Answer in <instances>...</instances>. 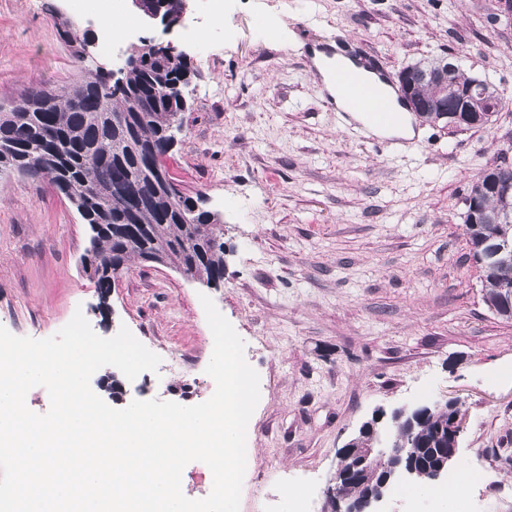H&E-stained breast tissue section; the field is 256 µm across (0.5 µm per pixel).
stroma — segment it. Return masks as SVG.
Returning <instances> with one entry per match:
<instances>
[{
	"label": "stroma",
	"mask_w": 512,
	"mask_h": 512,
	"mask_svg": "<svg viewBox=\"0 0 512 512\" xmlns=\"http://www.w3.org/2000/svg\"><path fill=\"white\" fill-rule=\"evenodd\" d=\"M191 0L184 25L147 22L129 0L110 17L83 0H0V102L81 75L63 20L99 33L120 23L111 65L138 38L191 57L190 107L169 171L201 196L224 232V282L132 260L101 300L80 258L88 227L47 180H0V326L45 339L82 312L109 338L128 327L161 358L127 380L116 367L91 387L108 405L208 400L214 338L209 296L260 377L249 420L240 512H331L326 488L343 445L375 410L455 398L466 413L456 468L487 467L464 494L397 484L386 512H512V321L488 311L464 224L478 172L512 166V18L499 0ZM342 39L391 74L456 58L505 101L491 128L448 134L420 123L397 144L324 101L314 50ZM120 389L111 392V380Z\"/></svg>",
	"instance_id": "35a3bbf8"
}]
</instances>
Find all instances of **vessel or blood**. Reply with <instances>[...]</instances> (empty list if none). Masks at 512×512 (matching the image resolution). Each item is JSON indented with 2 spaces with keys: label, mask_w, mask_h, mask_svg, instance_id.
I'll use <instances>...</instances> for the list:
<instances>
[{
  "label": "vessel or blood",
  "mask_w": 512,
  "mask_h": 512,
  "mask_svg": "<svg viewBox=\"0 0 512 512\" xmlns=\"http://www.w3.org/2000/svg\"><path fill=\"white\" fill-rule=\"evenodd\" d=\"M367 67L374 74L372 80L351 83L346 71L337 67L331 72V81L340 88L348 101L356 104L367 123L376 127L394 126L402 114L399 110V96L390 86L388 70L374 58L368 59Z\"/></svg>",
  "instance_id": "vessel-or-blood-1"
}]
</instances>
